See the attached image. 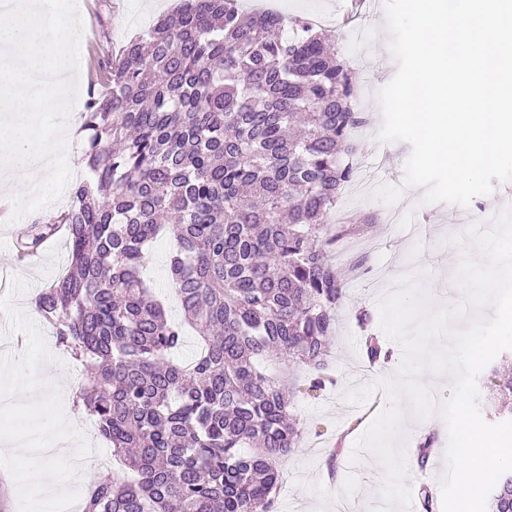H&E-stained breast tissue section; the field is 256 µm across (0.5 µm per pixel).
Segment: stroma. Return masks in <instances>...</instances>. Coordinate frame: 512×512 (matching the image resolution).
Here are the masks:
<instances>
[{"mask_svg":"<svg viewBox=\"0 0 512 512\" xmlns=\"http://www.w3.org/2000/svg\"><path fill=\"white\" fill-rule=\"evenodd\" d=\"M385 0H374L370 9L352 20H344L335 0H280L281 10L291 16L321 21L330 31L339 57L359 76L357 108L368 117L367 131L378 136L382 113L378 91L394 76L396 63L389 50L390 35L385 28ZM180 0H93L83 15L84 34L94 41L96 59L116 55L121 47L159 17L175 12ZM411 152L402 141L384 143L376 152L360 147V165L356 173L358 189L348 191L329 215L327 234H335L342 221L362 226L357 249L335 242L328 249L333 264H356L357 270L346 285V297L338 311L337 331L330 345L329 369L335 382L314 398H296L293 413L303 438L283 463L284 482L275 504V512H336L344 502L349 512H380L384 502L380 488L386 472L369 452L353 457L356 441L375 417L378 407L388 403L380 384L384 382L378 365L365 358L363 333L356 321L359 310L377 311L378 303L393 292L395 284L410 277L421 289L439 291L447 304L463 298L453 282V268L463 252L471 250L465 231L475 223L491 226L494 217L512 209L506 200L505 185H497L487 196L475 197L468 207L447 203H427L419 187L404 186V165ZM401 188L400 199L391 205L374 196L380 185ZM31 215L13 218L11 211H0V296L8 294L12 278L23 280L27 288L19 296L23 313H31L34 298L67 265L64 240L48 241L38 256L27 262L16 259L15 244L27 231ZM461 243H454V236ZM171 240L153 244L144 273L165 296L172 319H179L180 305L171 293L167 279V261ZM79 414L81 431L99 459L94 480H76L75 489L88 497L95 481L111 475L104 464L111 458L109 446L96 434L85 407L72 404ZM406 431L394 443L407 467L405 483L416 488L424 477L440 483L445 472V448L448 442L444 422L438 416L424 420L406 417ZM438 435V449L426 468L415 460V445L428 432ZM337 466L336 477H328L330 466Z\"/></svg>","mask_w":512,"mask_h":512,"instance_id":"35a3bbf8","label":"stroma"}]
</instances>
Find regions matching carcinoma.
<instances>
[{
	"mask_svg": "<svg viewBox=\"0 0 512 512\" xmlns=\"http://www.w3.org/2000/svg\"><path fill=\"white\" fill-rule=\"evenodd\" d=\"M104 67L84 176L19 246L28 260L65 228L68 268L35 307L95 363L78 398L133 474L96 484L85 512H273L301 440L293 401L324 389L344 299L323 230L366 122L356 77L315 25L233 0H181ZM167 234L179 322L141 275ZM357 321L369 362L387 355L371 314ZM189 329L203 349L185 367L172 355ZM286 360L304 384L266 372ZM486 512H512V472Z\"/></svg>",
	"mask_w": 512,
	"mask_h": 512,
	"instance_id": "cac0c4a2",
	"label": "carcinoma"
}]
</instances>
